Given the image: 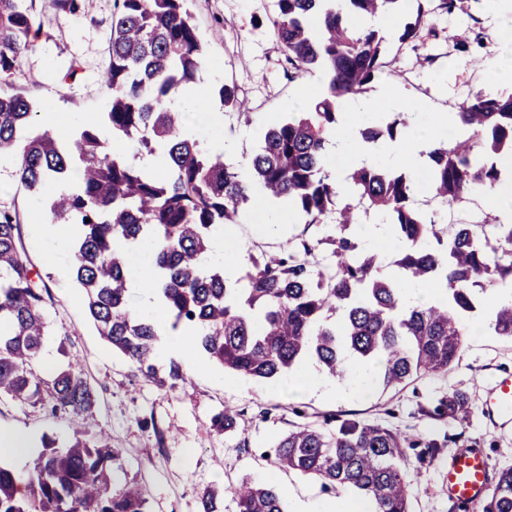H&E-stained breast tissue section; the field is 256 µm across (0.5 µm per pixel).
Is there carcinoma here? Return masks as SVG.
<instances>
[{"instance_id":"1","label":"carcinoma","mask_w":512,"mask_h":512,"mask_svg":"<svg viewBox=\"0 0 512 512\" xmlns=\"http://www.w3.org/2000/svg\"><path fill=\"white\" fill-rule=\"evenodd\" d=\"M30 0H0V157L17 159L16 175L29 189L54 188L52 222L74 224L79 236L70 268L100 336L144 376L157 378L154 355L160 332L154 318L131 302L130 259L113 241L152 244L147 259L161 269L153 286L172 326L196 327L192 343L227 372L275 379L308 360L332 379L357 365L379 366L376 381L397 387L413 377L448 371L463 343V318L476 309L475 289L512 279V224L488 217L480 224H454L442 237L439 224L411 206L413 184L404 172L374 163L356 169L353 189L366 209L394 226L400 243L396 266L403 277L386 276L377 254L346 235L357 223L339 206L326 148L336 132L337 109L364 92L381 74L385 38L373 28L351 25L353 15L385 13L400 0H276L271 23L293 73L320 70L327 84L301 112L271 122L259 151L243 172L205 149L186 130L185 113L173 107L176 89L195 83L204 46L187 9L189 0H115L104 79L112 90L101 124L84 125L61 140L34 126L32 106L20 92H7L22 58L34 48ZM469 136L429 151L431 187L448 206L477 187L493 188L495 158L512 153V94L476 92L459 112ZM408 120L372 125L364 139H395ZM130 141L137 153L165 160L149 173L114 147ZM79 170V183L69 184ZM288 201L305 224L332 217L339 235L312 242L300 234L274 256L251 260L245 275L224 276L213 261L212 237L237 224L254 192ZM434 238L444 245L427 247ZM21 242L15 217L0 209V398L17 404H51L67 416L73 439L64 448L52 440L19 480L0 464V512H145L137 485L111 487L108 472L119 454L81 429L94 390L71 361L45 381L36 372L49 335L44 290ZM443 283L444 304L405 300V283ZM488 326L512 338V300L496 306ZM467 397L453 394L421 415L441 419L466 412ZM240 414L224 409L213 419L232 432ZM278 466L356 491L372 512H411L407 449L421 463L444 445H405L396 432L359 419L331 429L301 425L278 440ZM237 512H284L272 486L247 481L233 490ZM479 512H512V467L488 486Z\"/></svg>"}]
</instances>
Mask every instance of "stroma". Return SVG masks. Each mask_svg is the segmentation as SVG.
Instances as JSON below:
<instances>
[{"mask_svg":"<svg viewBox=\"0 0 512 512\" xmlns=\"http://www.w3.org/2000/svg\"><path fill=\"white\" fill-rule=\"evenodd\" d=\"M79 8L59 9L55 0H33L31 14L42 32L35 48L21 61L13 85L35 102L38 113L75 117L79 124L99 121L110 91L101 75L108 64L106 47L115 0H77ZM440 0H410L399 21L379 18V26L394 25L386 38L382 74L364 94L373 99L380 86L393 85L410 98L426 101L432 111L456 112L469 97L487 89V61L497 47L499 18L489 0H455L440 9ZM427 13L422 39L400 40L398 33ZM192 22L207 53L199 81L209 94L221 86L234 88L245 101L246 113L228 109L224 125H209L205 110L190 107L186 120L203 146L217 138L238 143L236 165L247 166L260 145L253 135L270 121L308 106L319 94L323 75L314 71L289 78L287 63L270 23L275 0H192ZM480 35L482 45L459 50L455 35ZM415 207L445 223H477L490 211V195L476 191L461 202L441 208L429 191L425 170L412 173ZM16 212L21 241L52 296L48 306L50 334L40 353V375L77 359L84 378L96 389L97 401L85 417L86 428L105 435L121 458L112 485L137 482L144 490L147 512H201V494L217 492L220 512H236L232 490L241 480L275 486L285 512H298L310 502L333 503L337 494L323 491L318 481L275 462L277 438L301 423L325 426L327 418H359L397 432L406 442H443L434 461L419 463L408 453L411 512H457L448 497L444 477L448 459L464 448L481 449L490 474L512 466V417L490 414L494 382L512 376V339L489 328L469 330L459 357L447 373L425 375L403 389L372 386L356 398L350 380H339L302 393L290 391L288 379L260 384L225 372L191 344L159 345L157 366L180 365L184 378L161 385L141 376L112 350L87 317L81 291L69 277V246L46 254L33 235L35 222L48 221L41 201L14 175L12 161H0V209ZM325 225L303 226L299 215L268 213L250 204L237 226L233 247L246 255L279 253L286 239L303 233L316 239ZM460 391L470 398L469 411L458 418L435 420L420 407ZM232 408L240 413L237 431L224 435L212 429V419ZM0 428L24 433L31 442L70 436L66 417L51 416L42 406L0 403Z\"/></svg>","mask_w":512,"mask_h":512,"instance_id":"stroma-1","label":"stroma"}]
</instances>
